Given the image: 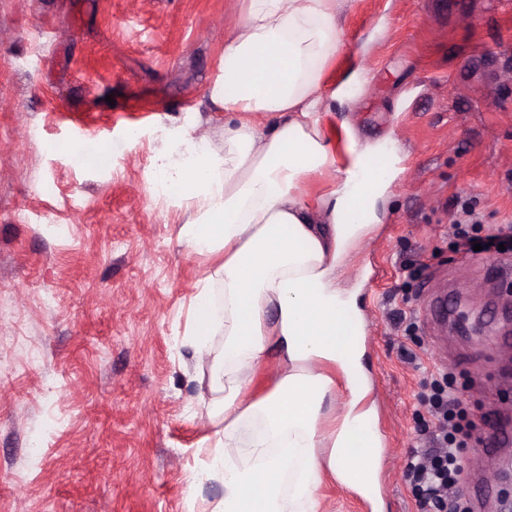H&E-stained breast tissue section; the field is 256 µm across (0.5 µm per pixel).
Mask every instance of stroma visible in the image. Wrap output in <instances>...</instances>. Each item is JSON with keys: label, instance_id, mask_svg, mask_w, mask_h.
Wrapping results in <instances>:
<instances>
[{"label": "stroma", "instance_id": "stroma-1", "mask_svg": "<svg viewBox=\"0 0 512 512\" xmlns=\"http://www.w3.org/2000/svg\"><path fill=\"white\" fill-rule=\"evenodd\" d=\"M242 0H0V512H208L209 371L186 335L193 297L222 291L219 255L195 253L184 197L151 190L175 141L220 142L207 90ZM322 116L336 165L301 195L328 196L349 146L396 175L354 243L365 389L381 438L377 512H418L404 477L422 447L432 375L463 400L465 475L497 491L512 462L480 454L486 413L512 425V239L451 248L512 225V0H350ZM367 77L349 88L350 73ZM82 156L83 165L72 162ZM470 215V213H467L464 218L455 221L453 224L454 232L452 245L459 254L468 255L472 253L474 251V244L478 243V239L473 236L469 230V222L471 221L469 218Z\"/></svg>", "mask_w": 512, "mask_h": 512}]
</instances>
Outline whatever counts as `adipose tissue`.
Wrapping results in <instances>:
<instances>
[{
  "instance_id": "adipose-tissue-1",
  "label": "adipose tissue",
  "mask_w": 512,
  "mask_h": 512,
  "mask_svg": "<svg viewBox=\"0 0 512 512\" xmlns=\"http://www.w3.org/2000/svg\"><path fill=\"white\" fill-rule=\"evenodd\" d=\"M346 2L246 0L208 90L224 115L222 147L156 159V177L181 186L195 212L184 226L192 249L224 256V346L193 343L216 392L208 414L224 426L211 451L224 498L211 512H318L323 472L357 486L377 462L365 414L328 429L323 409L336 391L327 365L360 366L338 272L367 223L363 202L388 176L360 154L343 187L318 204L299 193L309 174L336 163L320 126L322 78L343 46ZM272 358L281 367L275 389L249 399L246 371ZM256 417L262 430L243 437Z\"/></svg>"
}]
</instances>
